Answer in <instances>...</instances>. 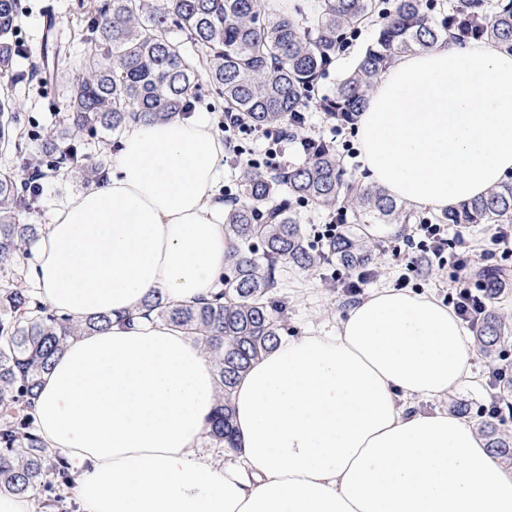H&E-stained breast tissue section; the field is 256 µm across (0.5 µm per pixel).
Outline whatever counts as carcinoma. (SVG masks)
<instances>
[{"mask_svg":"<svg viewBox=\"0 0 512 512\" xmlns=\"http://www.w3.org/2000/svg\"><path fill=\"white\" fill-rule=\"evenodd\" d=\"M20 0H0V78L14 76L20 52ZM301 9L275 15L262 0H102L86 13L81 76L71 87L67 122L40 144L42 162L62 179L100 181L101 161L76 143L98 133L119 135L131 120L167 121L194 110L199 82L224 98V111L241 112L257 127H277L314 106L343 124L367 103L377 77L400 54L422 53L441 42L464 45L488 41L512 52V0H450L439 7L426 0H321L310 26ZM380 22L375 41L336 87L321 93L319 81L353 37ZM54 20L47 21L41 74L56 80ZM15 100L0 96V143L20 149L10 136ZM241 199L224 204V234L230 264L211 299L174 304L152 297L147 310L194 337L213 366L218 403L205 438L217 448H236L232 392L237 380L277 345L287 311L276 298L285 266L312 271L336 260L364 271L380 239L372 224H512V181L443 215L413 211L379 185L360 184L347 172L333 144L318 139L307 161L275 172L246 167ZM40 185L0 174V490L36 495L51 474L67 477L63 459L46 448L34 426L42 375L69 340L105 330L112 317L85 321L57 316L35 295L22 260L42 225L23 214L32 208ZM308 204L333 216L341 210L346 230L321 247L307 242L297 211ZM476 336L484 348L505 340L501 319L488 312ZM480 424L494 457L512 461V434L503 420Z\"/></svg>","mask_w":512,"mask_h":512,"instance_id":"obj_1","label":"carcinoma"}]
</instances>
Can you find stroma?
Listing matches in <instances>:
<instances>
[{"label": "stroma", "instance_id": "1", "mask_svg": "<svg viewBox=\"0 0 512 512\" xmlns=\"http://www.w3.org/2000/svg\"><path fill=\"white\" fill-rule=\"evenodd\" d=\"M83 0H20L22 6L19 41L22 53L17 60L18 79L8 83L9 93L20 105L14 114V125L22 134L23 149L0 146V173L20 170L24 158L38 154L42 138L52 129L63 124L67 118L66 87L53 83H39L32 80L31 73L40 63V47L47 19H54L57 28L69 37L67 48V79L79 76V62L82 57L81 31L84 26L85 10ZM83 185L76 179L64 180L48 173L42 179V189L27 220L32 224L43 223L47 213L82 192ZM382 245L373 261L379 270L377 281L364 286V293L394 286L404 258L410 257L411 249L406 246V235L395 232L394 225H381L376 229ZM332 266L306 273L288 270L284 276L280 296L288 303L285 317V335L298 336L304 330L321 332L334 331L340 315L349 306V298L340 289L329 287L325 275L331 274ZM493 359L482 352H475L473 376L457 390L440 399L421 401L420 410H452L454 403L465 405L468 421H476L478 408L487 404L491 392L487 386L488 368Z\"/></svg>", "mask_w": 512, "mask_h": 512}]
</instances>
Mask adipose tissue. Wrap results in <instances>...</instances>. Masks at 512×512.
Masks as SVG:
<instances>
[{
    "instance_id": "adipose-tissue-1",
    "label": "adipose tissue",
    "mask_w": 512,
    "mask_h": 512,
    "mask_svg": "<svg viewBox=\"0 0 512 512\" xmlns=\"http://www.w3.org/2000/svg\"><path fill=\"white\" fill-rule=\"evenodd\" d=\"M368 182L448 209L512 175V53L488 42L398 57L356 128ZM224 146L202 116L130 123L106 182L55 209L32 284L59 315L115 317L43 375L35 424L78 512H512V471L476 428L406 402L455 391L473 353L435 298L383 288L335 332L282 337L239 378V461L199 445L215 373L191 336L144 317L210 297L226 264ZM136 315L133 326L118 317Z\"/></svg>"
}]
</instances>
